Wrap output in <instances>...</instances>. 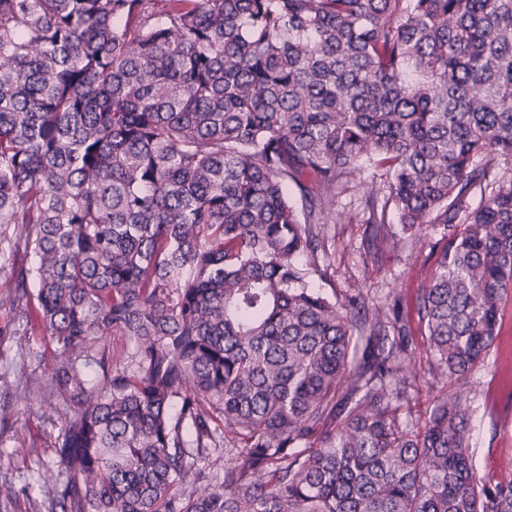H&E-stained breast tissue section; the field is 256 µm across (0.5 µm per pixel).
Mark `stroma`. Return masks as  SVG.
Returning a JSON list of instances; mask_svg holds the SVG:
<instances>
[{"label": "stroma", "mask_w": 512, "mask_h": 512, "mask_svg": "<svg viewBox=\"0 0 512 512\" xmlns=\"http://www.w3.org/2000/svg\"><path fill=\"white\" fill-rule=\"evenodd\" d=\"M369 175L353 180L336 199L344 213L342 223L332 229L328 251L332 265L326 279H313L314 287L335 289L337 297L366 289L379 297L393 291L413 299L423 282V266L432 264L430 252L382 248L369 256L361 200L370 190ZM378 263L381 274L369 278L367 269ZM15 294L11 263L0 258V410L11 419L0 424V512H49L39 494L47 479H60L54 448L61 440L65 419L46 418V405L36 388L19 385L20 375L47 372L55 356V345L42 336L26 332L25 324L11 305ZM411 369L417 379L410 390L413 413L424 411L436 389L428 372L426 339L414 336ZM471 400V444L478 475L495 482L512 468V305L504 310L499 334L486 360L463 388Z\"/></svg>", "instance_id": "stroma-1"}]
</instances>
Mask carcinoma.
Segmentation results:
<instances>
[{
    "instance_id": "cac0c4a2",
    "label": "carcinoma",
    "mask_w": 512,
    "mask_h": 512,
    "mask_svg": "<svg viewBox=\"0 0 512 512\" xmlns=\"http://www.w3.org/2000/svg\"><path fill=\"white\" fill-rule=\"evenodd\" d=\"M511 159L512 0H0V251L58 346L22 380L66 419L51 512H512L468 398L403 415L400 296L310 286L367 163L372 249L440 231L414 312L467 384L512 293Z\"/></svg>"
}]
</instances>
